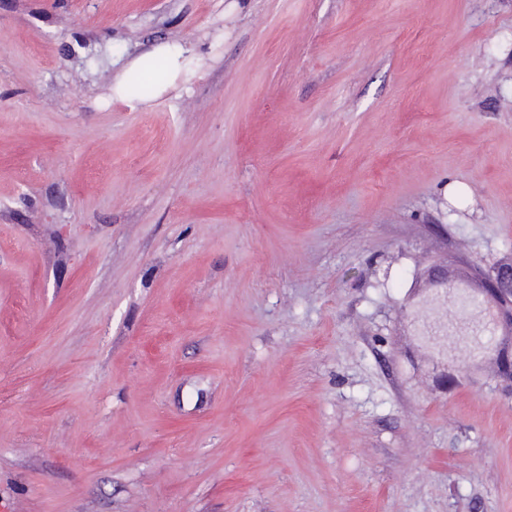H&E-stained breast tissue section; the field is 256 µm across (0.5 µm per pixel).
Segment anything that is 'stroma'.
Returning a JSON list of instances; mask_svg holds the SVG:
<instances>
[{"instance_id": "stroma-1", "label": "stroma", "mask_w": 512, "mask_h": 512, "mask_svg": "<svg viewBox=\"0 0 512 512\" xmlns=\"http://www.w3.org/2000/svg\"><path fill=\"white\" fill-rule=\"evenodd\" d=\"M510 259L512 0H0V512H512ZM194 57V48L186 44H158L151 49L140 53L128 60L118 69L112 78V97L120 98L123 94V84L127 74L142 66L145 60L153 59L162 64L166 71L165 82L159 84L158 95L164 93L167 88L174 86L179 80H186L191 70L185 71L186 63H190ZM481 290L493 301L496 328H512V261L496 268L494 274L482 280Z\"/></svg>"}]
</instances>
